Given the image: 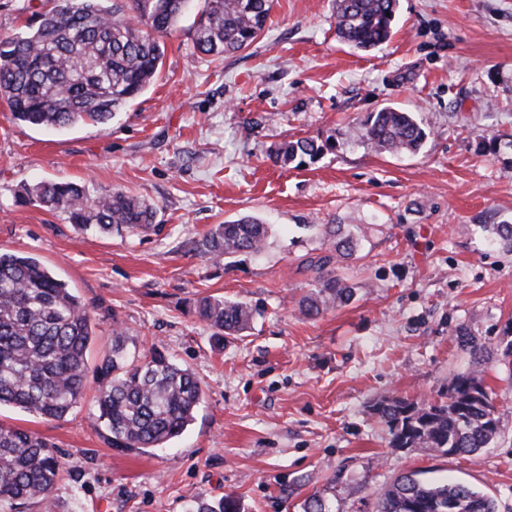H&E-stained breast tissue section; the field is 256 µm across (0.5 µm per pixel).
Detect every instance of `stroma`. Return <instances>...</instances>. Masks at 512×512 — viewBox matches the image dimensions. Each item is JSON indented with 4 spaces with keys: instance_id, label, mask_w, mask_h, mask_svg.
<instances>
[{
    "instance_id": "1",
    "label": "stroma",
    "mask_w": 512,
    "mask_h": 512,
    "mask_svg": "<svg viewBox=\"0 0 512 512\" xmlns=\"http://www.w3.org/2000/svg\"><path fill=\"white\" fill-rule=\"evenodd\" d=\"M192 0L165 39L157 80L108 129L17 123L0 102V249L38 257L97 322V367L120 321L137 352L155 347L200 378L195 419L160 448L110 447L91 424L94 388L64 419L11 407L0 422L58 447L65 472L54 512H190L231 495L241 512H304L312 494L334 512H374L402 473L454 480L512 512V253L487 228L512 224V0H399L394 35L363 52L336 38L334 0H274L249 47L215 59L194 46ZM415 113L428 137L414 153L357 143L355 122L385 106ZM332 139L305 165L280 166L282 142ZM120 189L157 209L156 229L79 231L17 200L21 185ZM255 215L271 226L259 254L233 266L192 249L214 225ZM351 225L359 257L341 273L344 306L308 317L310 259L324 227ZM212 296L258 309L218 344L194 312ZM465 326L490 352L481 368L500 434L476 455L389 444L371 405L444 402L471 364Z\"/></svg>"
}]
</instances>
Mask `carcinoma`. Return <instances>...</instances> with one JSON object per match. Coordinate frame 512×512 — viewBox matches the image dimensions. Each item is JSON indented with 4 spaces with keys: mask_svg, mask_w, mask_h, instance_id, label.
Instances as JSON below:
<instances>
[{
    "mask_svg": "<svg viewBox=\"0 0 512 512\" xmlns=\"http://www.w3.org/2000/svg\"><path fill=\"white\" fill-rule=\"evenodd\" d=\"M399 0H336V33L350 46L370 51L389 42ZM273 0H204L193 41L203 54L222 57L251 45L266 26ZM26 9L37 21L0 39V101L12 118L32 127L67 129L80 123L108 126L114 114L143 93L158 76L163 38L186 11L185 0H52L48 9ZM367 147L389 153L417 152L427 139L412 112L384 107L354 126ZM332 147L310 138L282 143L274 162L288 165L319 158ZM23 202L66 216L80 230L91 226L118 234L155 226L157 211L122 190L90 195L74 182L42 181L23 188ZM270 225L243 216L211 228L196 250L231 263L257 253ZM327 254L313 270L317 289L302 299L310 316L351 301L354 289L331 265L358 253V239L340 224L326 225ZM493 241L512 252V224H496ZM198 317L214 330L216 343L245 332L256 310L234 301L202 297ZM96 336L88 308L67 284L35 257L0 250V407L9 406L45 420H61L83 398L88 385L86 353ZM461 346L476 363L486 344L467 330ZM127 336L112 316V354L96 369V428L114 448H159L193 422L204 389L189 368L152 348L139 359L126 352ZM388 428L393 448H423L436 455H475L500 434V415L482 372L474 367L453 375L448 401L430 403L384 398L371 407ZM64 463L40 434L0 424V512L22 502L53 512V492ZM192 512H240L223 496L201 499ZM375 512H496L487 493L459 482L431 484L403 473L376 495Z\"/></svg>",
    "mask_w": 512,
    "mask_h": 512,
    "instance_id": "carcinoma-1",
    "label": "carcinoma"
}]
</instances>
